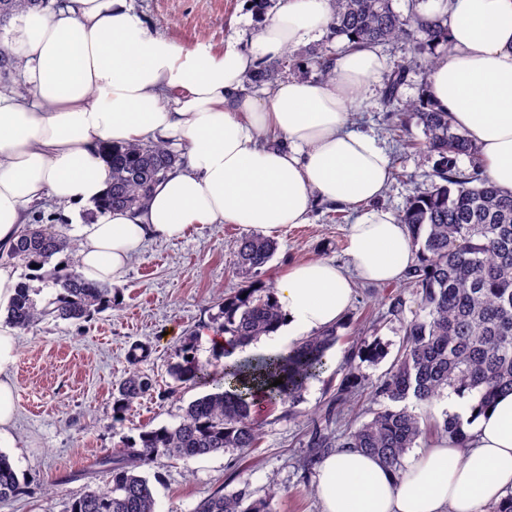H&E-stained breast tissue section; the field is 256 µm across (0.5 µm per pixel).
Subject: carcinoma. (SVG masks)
I'll return each mask as SVG.
<instances>
[{
	"label": "carcinoma",
	"mask_w": 512,
	"mask_h": 512,
	"mask_svg": "<svg viewBox=\"0 0 512 512\" xmlns=\"http://www.w3.org/2000/svg\"><path fill=\"white\" fill-rule=\"evenodd\" d=\"M42 0H0V24L33 9ZM327 43L315 49L316 63L325 77L332 76L336 60L358 47L401 44L430 52L447 45L446 16L426 15L409 9L403 15L393 0H332ZM287 67L301 64L283 55L261 63L249 75L252 88L273 84ZM409 67H397L387 80L385 111L399 115L397 127L407 119L423 126L424 150L438 156L430 189L408 200L400 215L416 252V262L404 276L413 290L418 312L403 321L402 344L388 371L370 383L377 408L371 418L342 433L332 424L337 411L354 400L362 378L352 367L354 355L344 362V377L336 405L325 409L306 433L305 467L312 468L338 448H358L377 457L392 471L403 470L406 452L429 434L455 437L465 443L457 414H418L404 405L411 399L420 408H432L444 393L471 398V408H485L497 397L512 392V194L498 190L481 177L477 147L456 127L449 113L425 98L405 101L400 89ZM466 156L472 171L457 161ZM112 184L107 209L144 206L151 187L180 161L163 145L130 144L107 148ZM78 245L62 225L29 224L7 260L29 270L7 307L6 320L31 330L48 317L78 321L112 304L106 283L83 278L77 264L60 267L51 258ZM276 242L258 233L236 242V269L245 278L242 288L224 298V321L217 331L230 346H246L279 321L280 307L273 288L259 280L272 260ZM38 281L56 289L54 298L38 307L30 285ZM340 340L336 328L296 342L286 354H261L224 364L219 379L195 359L191 339L179 348L180 362L170 369L176 385L216 384V391L192 401L173 427L142 430L124 447L101 456L96 465L111 474V483L89 489L71 499L66 512H156L149 480L137 470L170 459H189L218 452L248 454L257 447L261 424L253 407L262 400L293 404L307 383L327 368L326 353ZM282 384L273 385L277 379ZM152 389V380L137 368L129 369L117 384L113 419ZM24 491L7 454L0 452V501ZM194 512H271L268 500L252 498L248 488L224 492L220 488L201 500Z\"/></svg>",
	"instance_id": "cac0c4a2"
}]
</instances>
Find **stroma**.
Segmentation results:
<instances>
[{"label": "stroma", "instance_id": "1", "mask_svg": "<svg viewBox=\"0 0 512 512\" xmlns=\"http://www.w3.org/2000/svg\"><path fill=\"white\" fill-rule=\"evenodd\" d=\"M134 6L159 34L216 51L230 42L247 43L260 24L248 0H134ZM384 56L388 69L401 63L410 68L403 98L421 96L430 55L396 47ZM384 87V80H377L370 99L352 115L350 128L374 133L384 147L394 176L380 205L397 213L410 196L429 187L437 158L402 149L401 139H423L417 121H410L401 137L388 133L394 116L383 108ZM357 216L355 210L321 204L308 223L271 231L277 250L262 281L271 283L291 265L311 260L348 264L347 232ZM245 232L237 224L200 225L178 238L148 241L123 279L113 284L111 307L79 323L46 320L32 330L17 331V445L7 454L25 489L0 503V512H65L69 499L86 487L109 482V475L94 467L98 456L123 447L142 428L178 424L189 402L208 394V387L200 385L173 389L169 369L189 338L199 360L210 371L221 370L224 356L212 344L215 319L225 296L243 284L235 271L234 249ZM397 293L404 299L405 315H412L415 298L402 282L356 281L352 305L337 324L341 340L330 358L343 359L357 336L380 341L388 352L376 363L356 358V371L365 381L383 375L401 345V325L387 315L389 299ZM137 344L150 350L138 368L154 381L155 389L116 423L112 389L129 369V352ZM340 381L329 370L307 385L294 406L260 405V440L248 455L213 453L142 468L157 512H193L201 499L221 487L249 488L254 497L269 498L273 512H322L315 492L317 473L302 467L304 441L312 418L335 398Z\"/></svg>", "mask_w": 512, "mask_h": 512}]
</instances>
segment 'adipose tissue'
I'll list each match as a JSON object with an SVG mask.
<instances>
[{
	"label": "adipose tissue",
	"mask_w": 512,
	"mask_h": 512,
	"mask_svg": "<svg viewBox=\"0 0 512 512\" xmlns=\"http://www.w3.org/2000/svg\"><path fill=\"white\" fill-rule=\"evenodd\" d=\"M448 17V49L427 92L481 152L487 177L512 191V0H428ZM331 0H277L247 46L216 52L153 31L133 0H46L13 17L5 44L21 80L0 78V250L8 251L35 208L53 201L78 229V270L120 281L153 237L204 224L280 228L307 223L318 204L362 207L351 224L349 267L298 264L274 281L283 318L265 339L284 354L296 336L346 313L352 276L402 279L415 260L405 224L380 208L393 170L376 137L349 130L351 111L387 67L378 49L348 52L327 80L291 77L269 98L246 77L260 63L323 35ZM163 144L185 151L140 209L102 211L111 185L109 144ZM14 331L0 326V439L15 414ZM466 444L444 438L401 473L356 448L320 463L323 512H476L512 491V393L490 409L448 403Z\"/></svg>",
	"instance_id": "ef3b65f1"
}]
</instances>
